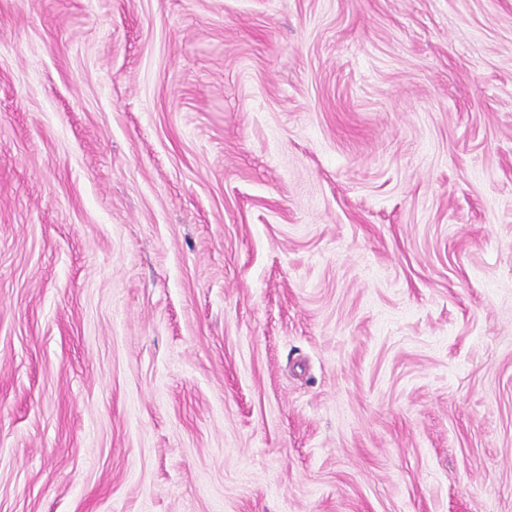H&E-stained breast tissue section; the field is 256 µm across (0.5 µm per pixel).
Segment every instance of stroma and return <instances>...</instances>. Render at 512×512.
I'll list each match as a JSON object with an SVG mask.
<instances>
[{"label":"stroma","instance_id":"stroma-1","mask_svg":"<svg viewBox=\"0 0 512 512\" xmlns=\"http://www.w3.org/2000/svg\"><path fill=\"white\" fill-rule=\"evenodd\" d=\"M0 512H512V0H0Z\"/></svg>","mask_w":512,"mask_h":512}]
</instances>
